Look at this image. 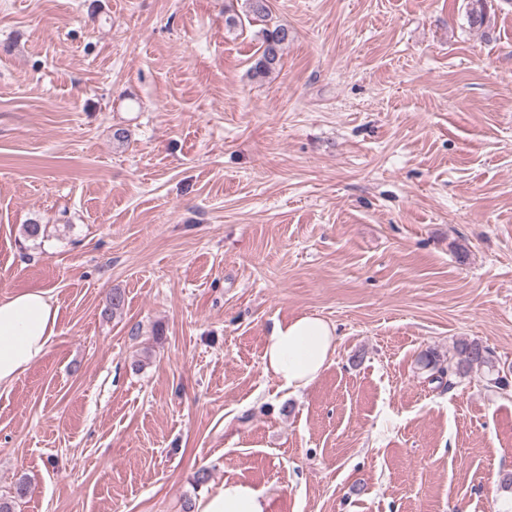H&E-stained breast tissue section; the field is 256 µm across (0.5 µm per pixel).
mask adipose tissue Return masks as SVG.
Segmentation results:
<instances>
[{
  "label": "adipose tissue",
  "mask_w": 512,
  "mask_h": 512,
  "mask_svg": "<svg viewBox=\"0 0 512 512\" xmlns=\"http://www.w3.org/2000/svg\"><path fill=\"white\" fill-rule=\"evenodd\" d=\"M58 308L46 291H26L0 298V387L11 385L40 359L55 334ZM336 350L333 326L303 315L274 325L265 339L263 369L282 388L308 387ZM196 512H266L260 493L241 483H227L205 494Z\"/></svg>",
  "instance_id": "adipose-tissue-1"
}]
</instances>
